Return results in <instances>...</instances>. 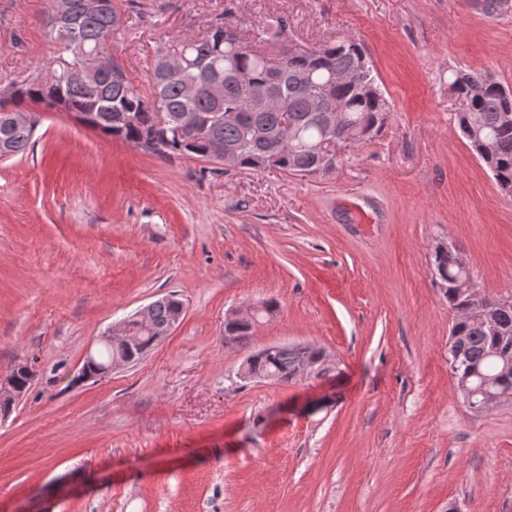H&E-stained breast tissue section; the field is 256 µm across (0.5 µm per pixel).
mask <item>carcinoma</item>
<instances>
[{
  "instance_id": "cac0c4a2",
  "label": "carcinoma",
  "mask_w": 512,
  "mask_h": 512,
  "mask_svg": "<svg viewBox=\"0 0 512 512\" xmlns=\"http://www.w3.org/2000/svg\"><path fill=\"white\" fill-rule=\"evenodd\" d=\"M107 10L88 11L83 0L75 6L73 33L66 53L54 57V74L37 68L0 92V160L24 154L38 125L26 102L46 110L75 114L87 126L162 160L195 157L218 162V143L237 146L235 164L243 168L276 169L313 177L336 168L331 145L362 144L385 125L390 106L380 90L363 48L341 40L314 49L288 41V19L275 20L281 38L273 57L231 25L232 7L213 20L197 37L160 43L150 64L148 85L127 77L112 61L86 81L68 79L73 67H90L91 59L107 48L116 32L117 0ZM351 72L355 79L336 85L331 78ZM450 87L465 109L456 113L458 128L471 150L491 172L500 190L512 195V90L489 71L455 70ZM494 149L483 155V141ZM432 276L456 313L448 341V362L457 383L469 387V408L479 409L485 384L512 394V303L490 298L486 309L468 317L462 282L468 274L455 253L436 251ZM261 303L252 320L224 319V335L241 344L256 324L275 309ZM184 314V302L164 295L134 313L128 327L135 341L121 350L102 346L99 366L118 357L138 362L153 344L168 335ZM324 350L315 345L277 344L245 357L241 373L247 379L273 378L286 383L299 376L305 361H313L324 377Z\"/></svg>"
}]
</instances>
